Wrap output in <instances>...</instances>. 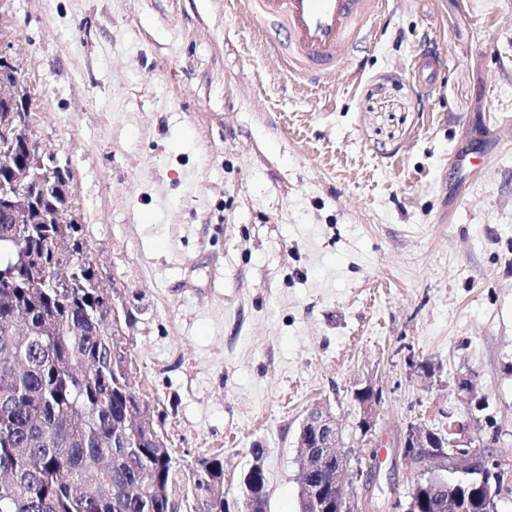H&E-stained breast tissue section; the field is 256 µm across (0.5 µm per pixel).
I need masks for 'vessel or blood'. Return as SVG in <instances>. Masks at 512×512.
<instances>
[{
	"label": "vessel or blood",
	"instance_id": "1",
	"mask_svg": "<svg viewBox=\"0 0 512 512\" xmlns=\"http://www.w3.org/2000/svg\"><path fill=\"white\" fill-rule=\"evenodd\" d=\"M243 7L251 28H280L281 38L267 42V52L289 73L316 81L354 51L387 0H244Z\"/></svg>",
	"mask_w": 512,
	"mask_h": 512
}]
</instances>
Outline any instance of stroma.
Returning a JSON list of instances; mask_svg holds the SVG:
<instances>
[{
	"mask_svg": "<svg viewBox=\"0 0 512 512\" xmlns=\"http://www.w3.org/2000/svg\"><path fill=\"white\" fill-rule=\"evenodd\" d=\"M376 27L317 89L234 0H0L153 420L174 456L223 455L229 490L265 448L268 512H297L318 402L377 465L374 505L410 489L407 424L472 401L512 468V0H391ZM425 50L447 59L430 93ZM356 395L360 411V418L357 422L360 438L370 448H377L375 434L378 408L382 399L381 390L376 388L373 383L368 382L365 386L355 390Z\"/></svg>",
	"mask_w": 512,
	"mask_h": 512,
	"instance_id": "obj_1",
	"label": "stroma"
}]
</instances>
